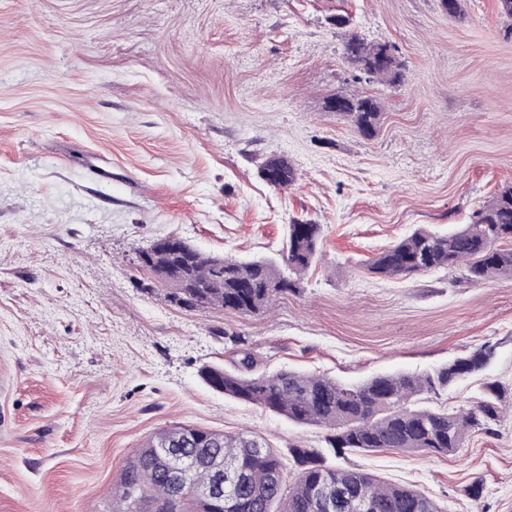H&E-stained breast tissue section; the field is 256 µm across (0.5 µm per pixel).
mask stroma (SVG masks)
<instances>
[{"label": "stroma", "instance_id": "stroma-1", "mask_svg": "<svg viewBox=\"0 0 512 512\" xmlns=\"http://www.w3.org/2000/svg\"><path fill=\"white\" fill-rule=\"evenodd\" d=\"M0 0V512H109L127 458L175 424L417 488L448 512H512V279L364 264L512 184V37L496 0ZM347 20L337 28L334 16ZM397 48L403 80L355 81L345 34ZM383 106L362 136L337 95ZM296 169L285 189L258 175ZM320 258L272 312L176 305L138 266L178 237L278 258L291 220ZM486 369L432 405L504 409L451 454L335 452L326 430L210 387L202 367L355 383L482 345ZM481 484L480 497L469 488ZM267 172L275 175L273 183L280 188H287L296 180L295 168L281 157H270L260 166L259 173L261 177Z\"/></svg>", "mask_w": 512, "mask_h": 512}]
</instances>
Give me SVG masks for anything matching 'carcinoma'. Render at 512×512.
<instances>
[{"instance_id": "1", "label": "carcinoma", "mask_w": 512, "mask_h": 512, "mask_svg": "<svg viewBox=\"0 0 512 512\" xmlns=\"http://www.w3.org/2000/svg\"><path fill=\"white\" fill-rule=\"evenodd\" d=\"M347 58L372 66L376 79L398 81L401 73L384 58V44L352 34L344 41ZM345 101L357 130L375 134L381 118L379 102L364 95L339 96ZM275 175L274 184L286 188L296 180L291 163L268 158L260 174ZM319 224L294 220L288 225V274L268 258L241 260L206 255L189 244L154 241L139 254L150 260V273L169 289L170 301L181 304L183 294L198 298L203 309H227L242 314L264 312L278 296L297 292L301 280L319 255ZM512 186H504L479 206L471 223L440 235L418 228L371 259L367 270L383 277H407L440 268L465 265L471 284L512 278ZM493 354L482 346L448 364L422 374L395 373L361 383L282 370L257 377L208 367L206 382L225 395L267 409L301 424L333 431V448L356 452L400 450L452 453L463 447L475 429L500 421L501 393L486 385V394L470 405L427 408L429 394L447 391L455 383L481 372ZM184 448L197 461L186 477L176 480L156 449ZM292 463L299 468L295 482L284 487L286 463L274 448L247 435H226L202 428L174 425L152 435L136 449L112 485L111 512H446L427 494L399 484H385L372 474L326 465L315 449L293 448ZM232 464L238 482L226 506L201 497L198 488L212 482L219 466Z\"/></svg>"}]
</instances>
